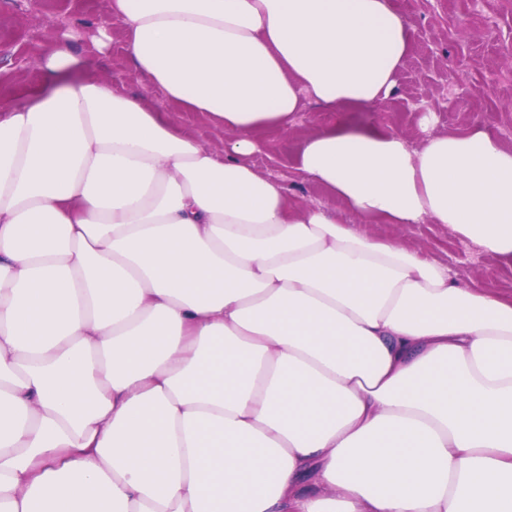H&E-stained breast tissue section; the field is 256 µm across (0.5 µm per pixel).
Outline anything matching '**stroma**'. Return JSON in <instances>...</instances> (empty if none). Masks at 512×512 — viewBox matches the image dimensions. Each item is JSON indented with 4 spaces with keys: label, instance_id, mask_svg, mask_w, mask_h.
Wrapping results in <instances>:
<instances>
[{
    "label": "stroma",
    "instance_id": "obj_1",
    "mask_svg": "<svg viewBox=\"0 0 512 512\" xmlns=\"http://www.w3.org/2000/svg\"><path fill=\"white\" fill-rule=\"evenodd\" d=\"M411 30V49L393 94L385 101L336 112L311 104L288 129L256 136L263 150L255 167L291 170L285 185L298 204L318 202L341 221L359 224L367 236L392 239L422 256L448 264L462 283L497 296H512V265H506L445 224H360L340 200L293 171L303 141L327 126H375L419 145L424 134H460L475 124L490 129L512 149V0H393ZM125 32L112 15V0H0V107L28 106L66 84L96 77L136 95L151 108L166 109L188 135L209 147H224L226 133L202 113L165 103L149 79L136 72L123 43ZM68 43L76 63L44 69L50 45ZM435 122L423 128L425 112Z\"/></svg>",
    "mask_w": 512,
    "mask_h": 512
}]
</instances>
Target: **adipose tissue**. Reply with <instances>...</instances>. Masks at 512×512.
I'll return each mask as SVG.
<instances>
[{
    "instance_id": "ef3b65f1",
    "label": "adipose tissue",
    "mask_w": 512,
    "mask_h": 512,
    "mask_svg": "<svg viewBox=\"0 0 512 512\" xmlns=\"http://www.w3.org/2000/svg\"><path fill=\"white\" fill-rule=\"evenodd\" d=\"M167 101L92 78L0 110V512H512V297L260 174L256 131L394 91L390 0H112ZM366 224L512 261V151L319 130Z\"/></svg>"
}]
</instances>
